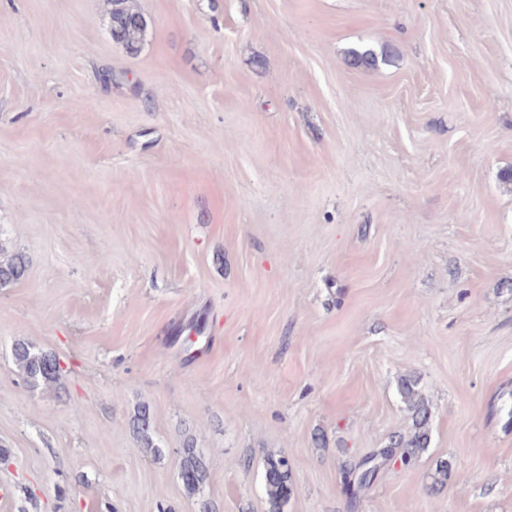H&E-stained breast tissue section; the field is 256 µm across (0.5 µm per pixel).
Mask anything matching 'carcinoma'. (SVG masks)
<instances>
[{"instance_id": "obj_1", "label": "carcinoma", "mask_w": 512, "mask_h": 512, "mask_svg": "<svg viewBox=\"0 0 512 512\" xmlns=\"http://www.w3.org/2000/svg\"><path fill=\"white\" fill-rule=\"evenodd\" d=\"M148 23L141 12L133 6V0H112V39L122 44L129 52L139 51ZM26 271V263L19 256L0 261V286L20 280ZM13 361L24 381L29 383L52 382L60 377L61 367L57 356L37 348L25 341L15 342L12 348ZM400 393L412 415L413 432L404 438L394 436L390 445L365 457L357 465V483L363 488L370 484L377 471L385 462L402 449L400 459L408 463L416 451L428 446L430 436L428 423L430 413L424 397L417 390V382L404 378L400 383ZM132 432L140 448L146 452L158 453L160 448L154 442L150 419V409L141 405L132 418ZM264 488L269 503V512H281L291 493L289 468L286 459L268 455L264 462ZM179 477L188 495L201 494L207 480V466L202 452L197 450L194 438L190 435L183 440L179 455Z\"/></svg>"}]
</instances>
